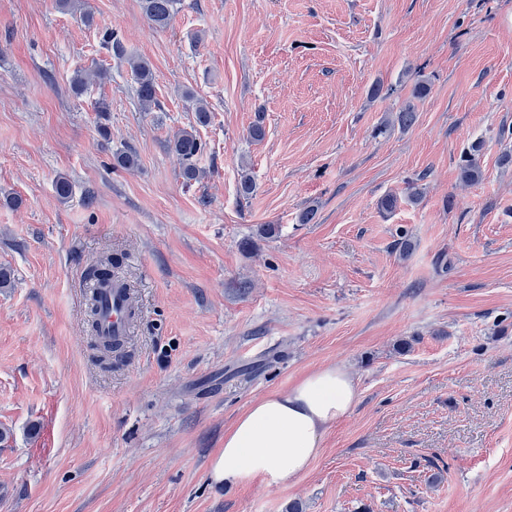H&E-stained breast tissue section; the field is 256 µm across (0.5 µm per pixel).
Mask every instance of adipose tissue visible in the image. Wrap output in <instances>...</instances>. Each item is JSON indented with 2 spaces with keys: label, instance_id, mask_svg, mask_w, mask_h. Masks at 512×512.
<instances>
[{
  "label": "adipose tissue",
  "instance_id": "ef3b65f1",
  "mask_svg": "<svg viewBox=\"0 0 512 512\" xmlns=\"http://www.w3.org/2000/svg\"><path fill=\"white\" fill-rule=\"evenodd\" d=\"M356 396L352 376L330 366L287 393L255 401L225 431L211 466L213 482L232 489L257 479L269 486L294 481L320 455L325 431L348 415Z\"/></svg>",
  "mask_w": 512,
  "mask_h": 512
}]
</instances>
